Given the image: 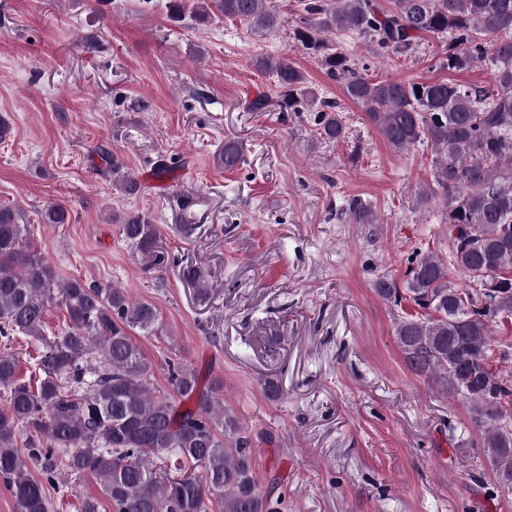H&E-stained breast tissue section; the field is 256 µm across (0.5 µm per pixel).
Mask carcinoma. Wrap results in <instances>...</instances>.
Wrapping results in <instances>:
<instances>
[{"instance_id":"obj_1","label":"carcinoma","mask_w":512,"mask_h":512,"mask_svg":"<svg viewBox=\"0 0 512 512\" xmlns=\"http://www.w3.org/2000/svg\"><path fill=\"white\" fill-rule=\"evenodd\" d=\"M303 15L290 33L293 44L319 59L328 78L342 80L345 97L359 106L395 152L429 144L437 155L432 194L446 210L444 224L452 263L426 253L412 262L404 297L391 281L377 293L398 305L423 310L402 317L395 335L408 367L436 379L446 393L467 402L482 434L488 463L504 489L512 490V374L488 362L496 319L512 314V0H301ZM172 15L206 23L220 14L256 30L281 25L267 0H185ZM356 34L374 51L408 54L424 36L448 40L440 65L465 70L483 61L494 69V86L463 87L445 80L375 81L358 72L333 42ZM254 66L275 77L282 112H301L316 96L288 57L262 56ZM320 135L346 138L334 102L322 100ZM100 171L120 191L134 195L137 180L100 145ZM244 161L243 145L224 142V170ZM358 224L373 213L354 198ZM68 210L52 205L43 224H66ZM121 235L141 263L165 261L159 230L146 216H126ZM473 287H458L448 266ZM65 312V331L48 335L45 315ZM157 308L133 301L124 288H100L62 280L33 245L16 206H0V336L39 343L34 370L23 377L10 353L0 354V481L17 512H52L49 488L62 468L99 482L110 512H281L282 497L262 488L251 439L224 404V384L200 382L197 371L168 361V389L154 385L152 363L131 336L156 335ZM26 432L25 448L18 435ZM30 459L40 473L27 468Z\"/></svg>"}]
</instances>
